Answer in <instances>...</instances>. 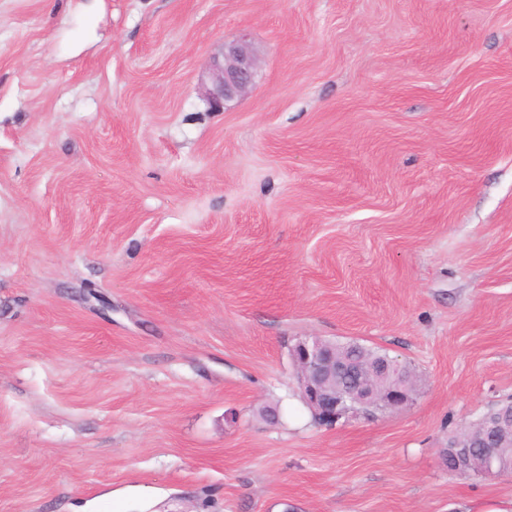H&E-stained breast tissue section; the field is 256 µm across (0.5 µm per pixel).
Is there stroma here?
Segmentation results:
<instances>
[{
	"label": "stroma",
	"mask_w": 512,
	"mask_h": 512,
	"mask_svg": "<svg viewBox=\"0 0 512 512\" xmlns=\"http://www.w3.org/2000/svg\"><path fill=\"white\" fill-rule=\"evenodd\" d=\"M312 336L412 402L316 422ZM509 400L512 0H0V512L506 507L438 451ZM260 66L256 50L245 40L222 45L211 56L201 81L209 108L223 111L254 86Z\"/></svg>",
	"instance_id": "stroma-1"
}]
</instances>
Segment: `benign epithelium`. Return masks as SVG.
Segmentation results:
<instances>
[{
    "instance_id": "benign-epithelium-1",
    "label": "benign epithelium",
    "mask_w": 512,
    "mask_h": 512,
    "mask_svg": "<svg viewBox=\"0 0 512 512\" xmlns=\"http://www.w3.org/2000/svg\"><path fill=\"white\" fill-rule=\"evenodd\" d=\"M260 66L256 50L240 40L222 45L211 56L201 81L203 97L209 108L223 110L246 95L254 86ZM296 379L303 399L316 416L330 424L351 412L352 405L369 408L383 405L390 410L403 408L410 400L409 373L393 361L382 358L356 366L336 355V343L318 337L301 340L292 349ZM512 423V408L490 411L480 419V432L494 436L496 447L509 441L503 424ZM455 464L451 472L468 473L475 460L474 442L463 437L454 442Z\"/></svg>"
}]
</instances>
